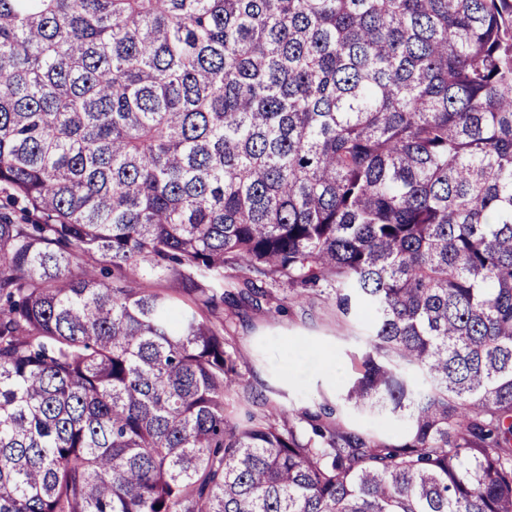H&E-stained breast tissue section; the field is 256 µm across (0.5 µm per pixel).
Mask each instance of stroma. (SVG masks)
Wrapping results in <instances>:
<instances>
[{"label":"stroma","instance_id":"35a3bbf8","mask_svg":"<svg viewBox=\"0 0 512 512\" xmlns=\"http://www.w3.org/2000/svg\"><path fill=\"white\" fill-rule=\"evenodd\" d=\"M234 312L225 336L244 383L289 411L313 401L342 404L351 357L363 347L329 300L317 296L283 314L243 305Z\"/></svg>","mask_w":512,"mask_h":512}]
</instances>
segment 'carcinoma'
<instances>
[{
    "label": "carcinoma",
    "instance_id": "obj_1",
    "mask_svg": "<svg viewBox=\"0 0 512 512\" xmlns=\"http://www.w3.org/2000/svg\"><path fill=\"white\" fill-rule=\"evenodd\" d=\"M0 193V512H512V0H0ZM314 295L400 438L207 318Z\"/></svg>",
    "mask_w": 512,
    "mask_h": 512
}]
</instances>
